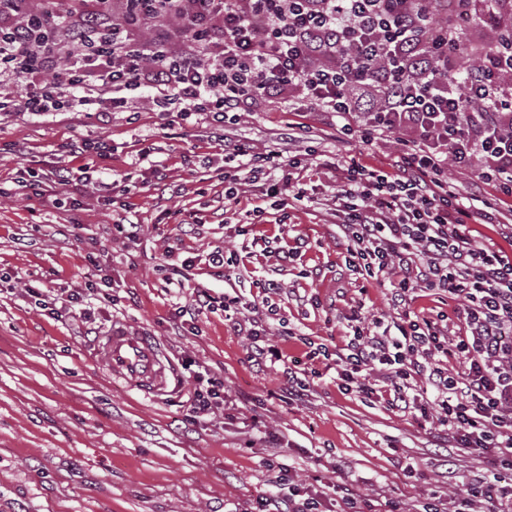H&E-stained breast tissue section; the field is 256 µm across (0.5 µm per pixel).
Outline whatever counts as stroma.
Returning a JSON list of instances; mask_svg holds the SVG:
<instances>
[{
  "label": "stroma",
  "mask_w": 512,
  "mask_h": 512,
  "mask_svg": "<svg viewBox=\"0 0 512 512\" xmlns=\"http://www.w3.org/2000/svg\"><path fill=\"white\" fill-rule=\"evenodd\" d=\"M509 24L506 15L467 24L460 69ZM289 123L312 125V136L287 142ZM210 127L203 115L167 122L144 98L104 122L82 112L0 113V181L20 180L38 192L30 201L0 199V274L9 277L0 281V512H258L260 498L276 493L272 461L308 489L353 490L368 512H382L388 501L417 512L432 493L448 505L480 475L512 484L511 470L450 447L437 424L341 393L334 358L306 359L308 343L335 348L353 309L396 319L389 288L346 267L347 242L328 209L291 208L284 222L270 215L246 232L223 223L224 155ZM225 133L251 139L262 152L297 155L305 181L322 191L335 186L331 162L353 156L374 166L399 147L397 138L369 145L323 124L319 113L281 112L264 102ZM107 138L116 150L95 161L94 182L83 187L75 213L84 227L74 231L75 214L58 204L52 175L84 164L66 153L67 142ZM144 148L166 171L165 182L142 172L128 190L98 191V182L129 171ZM190 149L195 163L182 166ZM128 208L142 226L134 240L112 233ZM299 234L307 247L280 267L279 251L294 247ZM89 237L95 248L86 247ZM217 247L236 259L242 275L225 281L197 262ZM168 250L195 260L180 292L168 288L160 268ZM95 274L111 286L75 314L44 315L28 294L81 288ZM269 279L280 289L268 296L261 285ZM197 288L251 302L245 317L262 320L272 344L300 358L299 373L311 374L302 400L289 399L279 366L250 361L247 337L233 331L222 309L201 315L196 330L181 327L175 305ZM116 320L162 344L178 368L176 393L147 397L96 360L98 337ZM186 359L224 382L223 409L193 422L180 407L193 388L181 367ZM258 438L264 448L252 447ZM409 465L416 475L406 479Z\"/></svg>",
  "instance_id": "stroma-1"
}]
</instances>
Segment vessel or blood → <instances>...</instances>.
I'll use <instances>...</instances> for the list:
<instances>
[{
	"instance_id": "vessel-or-blood-1",
	"label": "vessel or blood",
	"mask_w": 512,
	"mask_h": 512,
	"mask_svg": "<svg viewBox=\"0 0 512 512\" xmlns=\"http://www.w3.org/2000/svg\"><path fill=\"white\" fill-rule=\"evenodd\" d=\"M98 361L131 388L156 395L177 391L172 365L160 346L138 327L113 323L96 349Z\"/></svg>"
}]
</instances>
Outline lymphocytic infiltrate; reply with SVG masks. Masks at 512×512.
Instances as JSON below:
<instances>
[{"label": "lymphocytic infiltrate", "instance_id": "1", "mask_svg": "<svg viewBox=\"0 0 512 512\" xmlns=\"http://www.w3.org/2000/svg\"><path fill=\"white\" fill-rule=\"evenodd\" d=\"M59 12L48 0H0V112L117 111L148 95L160 115L205 114L224 148V198L258 185L245 210L311 204L297 158L256 152L220 129L260 100L297 87L295 109L339 120L371 143L410 128L390 167L337 164L330 200L346 263L389 279L395 324L349 325L336 350L344 392L435 420L450 441L512 469V255L476 247L473 224H507L512 197V28L457 74L458 20L512 14V0H458L434 20L433 0H90ZM148 28L147 38L131 33ZM20 83L23 94L6 95ZM477 167L495 194L462 196L449 168ZM460 299L464 326L411 307L416 289ZM258 365L282 364L292 395L304 384L257 320L232 319ZM459 364V373L448 369Z\"/></svg>", "mask_w": 512, "mask_h": 512}]
</instances>
